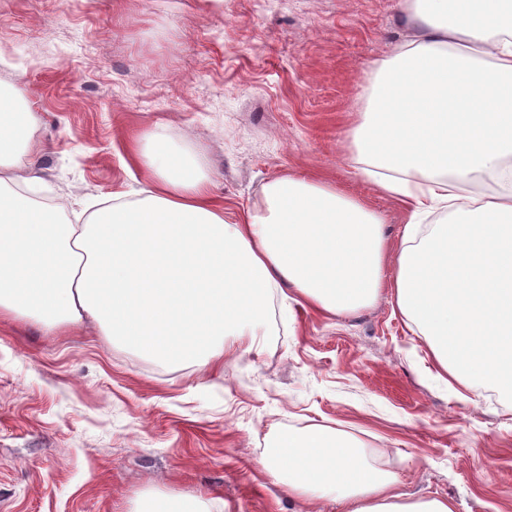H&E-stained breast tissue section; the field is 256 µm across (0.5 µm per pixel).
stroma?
I'll return each instance as SVG.
<instances>
[{
	"mask_svg": "<svg viewBox=\"0 0 512 512\" xmlns=\"http://www.w3.org/2000/svg\"><path fill=\"white\" fill-rule=\"evenodd\" d=\"M413 32L400 0H0V90L37 117L45 200L134 199L129 145L160 132L206 151L228 223L297 176L360 199L396 243L407 209L349 145L375 61ZM255 341L211 376L89 329L0 323V512H133L146 491L339 512L265 466L275 443L334 430L406 496L512 512V402L439 376L389 291L341 315L272 297Z\"/></svg>",
	"mask_w": 512,
	"mask_h": 512,
	"instance_id": "1",
	"label": "stroma"
}]
</instances>
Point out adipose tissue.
Returning a JSON list of instances; mask_svg holds the SVG:
<instances>
[{
    "label": "adipose tissue",
    "instance_id": "adipose-tissue-1",
    "mask_svg": "<svg viewBox=\"0 0 512 512\" xmlns=\"http://www.w3.org/2000/svg\"><path fill=\"white\" fill-rule=\"evenodd\" d=\"M409 12L416 34L375 62L350 141L361 174L408 207L394 249L358 198L293 176L268 183L246 223H227L206 156L159 133L134 144L144 198L62 221L68 203L25 191L36 117L1 91L0 319L94 327L212 372L272 292L338 315L387 288L444 374L512 400V0H413ZM484 172L500 191L464 196ZM438 211L448 222L429 224ZM268 469L301 501L336 493L342 512H455L445 498H406L337 432L272 446Z\"/></svg>",
    "mask_w": 512,
    "mask_h": 512
}]
</instances>
